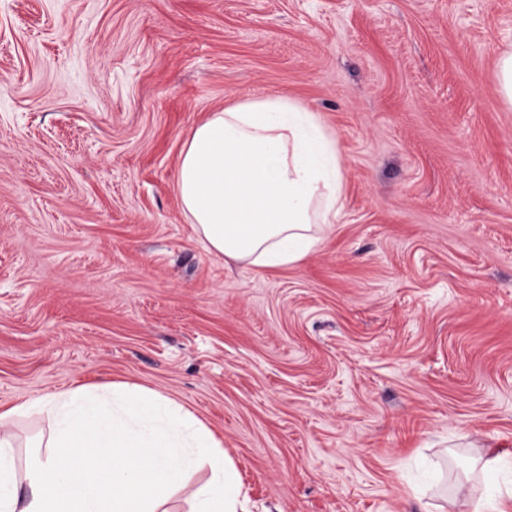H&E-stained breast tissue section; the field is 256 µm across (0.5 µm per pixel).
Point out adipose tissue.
Wrapping results in <instances>:
<instances>
[{"label":"adipose tissue","mask_w":512,"mask_h":512,"mask_svg":"<svg viewBox=\"0 0 512 512\" xmlns=\"http://www.w3.org/2000/svg\"><path fill=\"white\" fill-rule=\"evenodd\" d=\"M336 137L277 95L208 113L180 151L175 193L202 246L257 268L298 263L343 208ZM48 431L15 462L18 417ZM207 470L200 484L190 477ZM245 512L224 443L181 405L128 382L81 385L0 410V512Z\"/></svg>","instance_id":"1"}]
</instances>
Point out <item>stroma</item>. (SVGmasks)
Listing matches in <instances>:
<instances>
[{
	"mask_svg": "<svg viewBox=\"0 0 512 512\" xmlns=\"http://www.w3.org/2000/svg\"><path fill=\"white\" fill-rule=\"evenodd\" d=\"M509 49L512 0H0V409L158 391L249 512L512 508ZM268 95L345 185L276 270L207 252L174 192L192 127ZM497 92L505 103L512 106V51L504 52L498 59Z\"/></svg>",
	"mask_w": 512,
	"mask_h": 512,
	"instance_id": "stroma-1",
	"label": "stroma"
}]
</instances>
